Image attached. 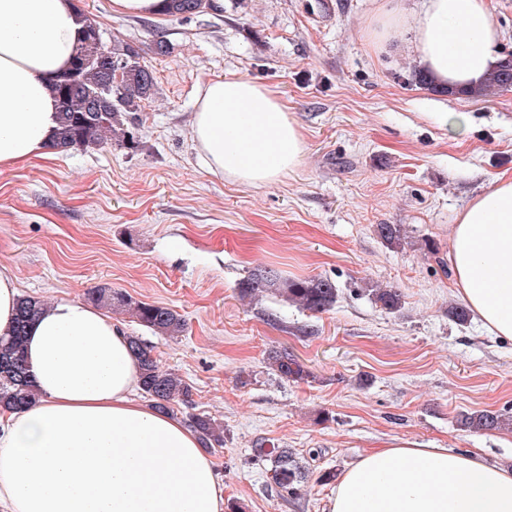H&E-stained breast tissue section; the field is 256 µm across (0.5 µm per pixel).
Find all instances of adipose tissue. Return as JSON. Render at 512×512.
<instances>
[{"instance_id":"adipose-tissue-1","label":"adipose tissue","mask_w":512,"mask_h":512,"mask_svg":"<svg viewBox=\"0 0 512 512\" xmlns=\"http://www.w3.org/2000/svg\"><path fill=\"white\" fill-rule=\"evenodd\" d=\"M371 27L378 49L407 33V53L440 87L478 84L500 60L489 0H385ZM81 30L78 0H0V167L49 151L50 86ZM191 132L209 172L248 186L278 181L305 150L280 100L245 78L208 81ZM448 260L483 326L512 339V176H495L459 214ZM25 355L37 398L0 412V512H224L197 433L138 397L135 358L110 314L70 300L45 305ZM328 512H512V469L394 444L343 473Z\"/></svg>"}]
</instances>
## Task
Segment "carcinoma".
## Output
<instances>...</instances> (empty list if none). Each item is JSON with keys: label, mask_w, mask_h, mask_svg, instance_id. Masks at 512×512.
<instances>
[{"label": "carcinoma", "mask_w": 512, "mask_h": 512, "mask_svg": "<svg viewBox=\"0 0 512 512\" xmlns=\"http://www.w3.org/2000/svg\"><path fill=\"white\" fill-rule=\"evenodd\" d=\"M165 14L188 17L213 10L211 0H166ZM85 24L79 52L71 67L52 85L58 105V129L53 149L64 153L71 150L122 146L131 143L128 114L138 112L142 103L156 91V77L149 66L141 62L142 48L134 42L112 37L109 56L98 54L104 42L99 22L88 12H82ZM512 88V58H503L476 87L450 90V95L493 97ZM380 239L392 248L405 243V233L399 224H379ZM238 294L252 302L268 295L284 297L311 312L327 311L338 297L336 284L322 276L288 279L269 267L256 268L238 283ZM375 303L390 312L402 307V294L394 289L369 288ZM89 299L97 306L118 313H127L141 325L159 336H179L186 321L176 310L156 303L135 301L108 284L91 289ZM42 301L19 298L13 331L0 336V409L21 410L35 398V388L29 374L23 350V338L31 321L39 314ZM130 350L139 372L140 389L150 396L154 407L168 413L176 402H190L191 390L176 373L159 367L151 351L140 337L127 336ZM269 370L280 378L303 380L309 377L298 358L286 348L270 351ZM192 427L202 445L210 448L224 444V426L207 416L191 417ZM462 426L473 430H497L512 425V416L493 411H476L461 416ZM256 456L267 462L271 483L278 492L297 494L307 474L294 453L288 448L258 443Z\"/></svg>", "instance_id": "1"}]
</instances>
